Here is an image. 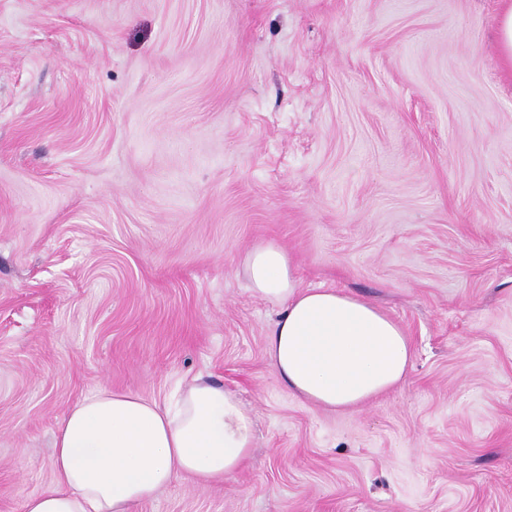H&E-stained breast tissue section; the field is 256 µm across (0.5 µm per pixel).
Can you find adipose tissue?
Returning <instances> with one entry per match:
<instances>
[{
	"label": "adipose tissue",
	"instance_id": "ef3b65f1",
	"mask_svg": "<svg viewBox=\"0 0 512 512\" xmlns=\"http://www.w3.org/2000/svg\"><path fill=\"white\" fill-rule=\"evenodd\" d=\"M244 269L253 292L282 307L265 352L285 391L345 411L404 381L410 340L374 303L299 287L287 251L272 243L250 250ZM254 439L252 410L204 377L164 405L104 388L76 404L59 427L54 480L25 499L23 512H135L185 476L221 485L235 479Z\"/></svg>",
	"mask_w": 512,
	"mask_h": 512
}]
</instances>
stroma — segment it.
Wrapping results in <instances>:
<instances>
[{"instance_id":"35a3bbf8","label":"stroma","mask_w":512,"mask_h":512,"mask_svg":"<svg viewBox=\"0 0 512 512\" xmlns=\"http://www.w3.org/2000/svg\"><path fill=\"white\" fill-rule=\"evenodd\" d=\"M503 0H0V512L101 388L254 411L236 480L136 512H512ZM406 331L349 411L284 392L243 258Z\"/></svg>"}]
</instances>
